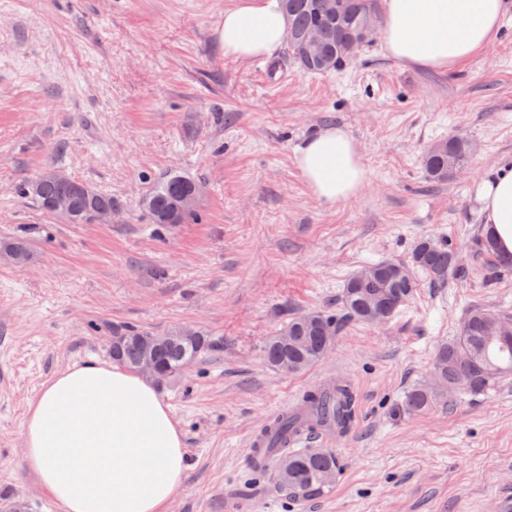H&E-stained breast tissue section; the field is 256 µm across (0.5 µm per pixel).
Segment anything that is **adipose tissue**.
I'll return each mask as SVG.
<instances>
[{"label":"adipose tissue","instance_id":"adipose-tissue-1","mask_svg":"<svg viewBox=\"0 0 512 512\" xmlns=\"http://www.w3.org/2000/svg\"><path fill=\"white\" fill-rule=\"evenodd\" d=\"M512 0H384L386 52L449 69L499 32ZM282 0H235L218 36L226 56L264 57L284 41ZM295 162L311 193L334 204L355 198L367 173L354 138L330 127L307 139ZM484 232L512 256V165L482 177ZM28 469L64 512H164L186 473L182 434L154 386L121 367L86 363L61 371L23 424Z\"/></svg>","mask_w":512,"mask_h":512}]
</instances>
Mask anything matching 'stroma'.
Masks as SVG:
<instances>
[{"mask_svg": "<svg viewBox=\"0 0 512 512\" xmlns=\"http://www.w3.org/2000/svg\"><path fill=\"white\" fill-rule=\"evenodd\" d=\"M233 0H0V512H63L26 466L23 424L65 368L106 362L114 324L219 341L157 391L182 432V491L166 512H497L512 497V375L430 411L398 407L431 381L438 346L471 308L512 316V273L490 281L477 250L473 182L512 162V11L486 48L446 70L389 57L381 39L341 69L305 74L286 47L225 57L215 30ZM355 139L368 175L356 198L317 201L295 163L329 127ZM471 144L466 170L429 185L436 140ZM112 197L108 224H68L22 197L46 167ZM198 180L187 223L153 224L165 177ZM448 241L469 275L413 297L384 324L348 322L312 368L262 355L289 316L332 311L345 280ZM342 381L349 431L307 440L340 474L313 499L277 492L248 437L299 395ZM1 254H5L13 262L22 264L30 257V247L27 239L15 237L0 242Z\"/></svg>", "mask_w": 512, "mask_h": 512, "instance_id": "1", "label": "stroma"}]
</instances>
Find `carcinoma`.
Instances as JSON below:
<instances>
[{"instance_id": "obj_1", "label": "carcinoma", "mask_w": 512, "mask_h": 512, "mask_svg": "<svg viewBox=\"0 0 512 512\" xmlns=\"http://www.w3.org/2000/svg\"><path fill=\"white\" fill-rule=\"evenodd\" d=\"M288 28V54L304 73H322L345 66L352 58L349 45L361 40L365 18L378 19L376 0H336L328 11L323 0H283ZM318 33V51L311 53L306 36ZM469 147L460 138H450L430 146L423 157L426 179L439 185L458 174L467 164ZM60 176L49 169L23 184L22 194L34 199L45 211H52L51 201L73 196L77 210L63 216L69 224H82L87 213L112 206V196L89 185ZM200 188L196 180L169 175L146 198L144 206L155 223L184 224L194 210H180L177 204L191 191ZM478 251L487 256L486 275L495 280L501 273L512 272V264L502 259L492 242L481 243ZM0 252L22 264L30 257L27 239L15 237L0 242ZM377 272L363 276L358 271L344 284L336 313L310 312L291 316L265 344L263 358L271 368L288 373L307 369L318 363L335 342L345 320L381 323L392 319L413 296L417 288L416 273H421L434 287L448 282L449 276L463 278L461 267L450 245L424 238L414 246L410 262L382 261L374 264ZM512 317L480 307L471 309L458 335L442 344L436 353L437 375L430 385L410 389L403 408L410 414L428 411L439 402L459 393L470 395L488 392L503 375L512 373V337L498 333V325ZM112 361L130 371L141 370L146 345H151L156 364L174 377L213 347L209 336L199 331L175 329L156 334L134 326L114 324L109 340ZM354 396L349 385L338 382L331 388L312 390L305 396L306 418L302 424L336 423L347 430L354 417ZM336 455L325 448H284L274 476L276 490L298 499L326 494L339 474Z\"/></svg>"}]
</instances>
